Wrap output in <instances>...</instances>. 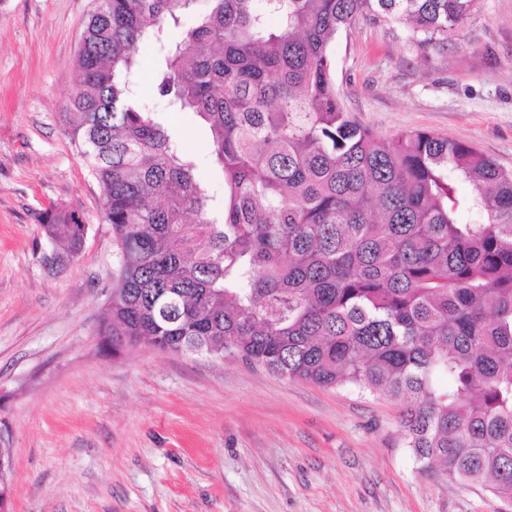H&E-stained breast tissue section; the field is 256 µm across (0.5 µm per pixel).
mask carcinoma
Returning <instances> with one entry per match:
<instances>
[{
  "instance_id": "cac0c4a2",
  "label": "carcinoma",
  "mask_w": 512,
  "mask_h": 512,
  "mask_svg": "<svg viewBox=\"0 0 512 512\" xmlns=\"http://www.w3.org/2000/svg\"><path fill=\"white\" fill-rule=\"evenodd\" d=\"M194 2L98 0L82 37L66 133L117 248L104 342L401 400L424 468L512 503V171L432 132L375 135L341 103L332 48L362 20L443 49L481 0H208L166 39ZM143 41L159 108L208 125L223 197L137 105ZM42 230L46 266L79 256L75 212ZM12 476L0 448V512Z\"/></svg>"
}]
</instances>
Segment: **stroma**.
<instances>
[{"label":"stroma","instance_id":"35a3bbf8","mask_svg":"<svg viewBox=\"0 0 512 512\" xmlns=\"http://www.w3.org/2000/svg\"><path fill=\"white\" fill-rule=\"evenodd\" d=\"M95 7L0 0V448L13 455V512H512L483 486L423 469L403 402L230 358L103 349L112 227L65 133ZM334 54L344 106L376 135L428 130L512 170V0H482L443 50L361 22ZM157 56L154 42L136 49L149 111ZM163 119L223 196L208 130L189 112ZM53 207L87 226L79 257L58 269L41 261Z\"/></svg>","mask_w":512,"mask_h":512}]
</instances>
